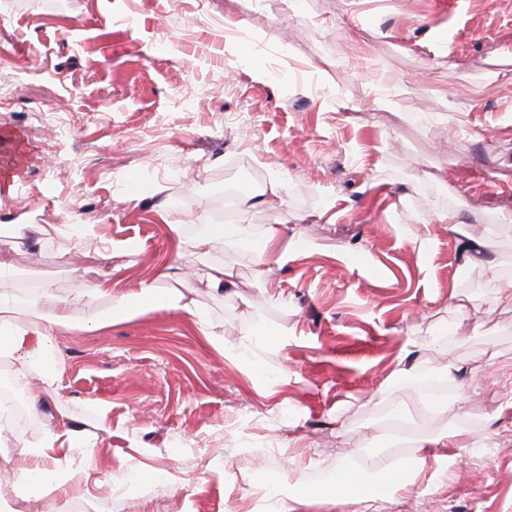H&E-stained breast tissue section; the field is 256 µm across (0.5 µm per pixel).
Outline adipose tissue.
I'll use <instances>...</instances> for the list:
<instances>
[{
  "label": "adipose tissue",
  "instance_id": "ef3b65f1",
  "mask_svg": "<svg viewBox=\"0 0 512 512\" xmlns=\"http://www.w3.org/2000/svg\"><path fill=\"white\" fill-rule=\"evenodd\" d=\"M213 230L223 237L225 244L249 242L252 262L257 270L288 260V251L280 245L281 231L276 225H266L252 237L239 225L217 224ZM161 277L178 281V288L164 290L158 288L155 280L146 279L139 282L134 293L116 294L106 280L79 282L76 300L90 303L103 296L111 299L109 317L96 315L79 323L70 315V301H60L54 310L48 311L39 298L22 303L15 295L0 294V356L8 359L14 378L21 384H40L46 394L52 395L56 393L64 371L63 361L54 356L53 336L58 330L76 327L94 332L105 323L161 308L191 317L209 343H219V335L212 331L192 299L191 287L183 286V273L165 270ZM78 439L69 417L63 414L39 444L31 445L15 436L9 428L8 418L1 415L0 461L11 467L15 501L22 504L30 502L38 494L52 496L61 492L70 480L69 474L61 469H50L45 461L55 448L75 445ZM424 465L425 460L421 457L410 460L382 458L372 462L367 469L340 462L332 469V480L320 488L309 485L303 472L292 470L288 473L287 498L296 505L332 504L340 512H358L360 504L392 498L406 491Z\"/></svg>",
  "mask_w": 512,
  "mask_h": 512
}]
</instances>
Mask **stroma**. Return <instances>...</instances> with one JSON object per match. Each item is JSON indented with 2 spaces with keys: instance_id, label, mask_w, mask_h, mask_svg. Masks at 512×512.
Listing matches in <instances>:
<instances>
[{
  "instance_id": "stroma-1",
  "label": "stroma",
  "mask_w": 512,
  "mask_h": 512,
  "mask_svg": "<svg viewBox=\"0 0 512 512\" xmlns=\"http://www.w3.org/2000/svg\"><path fill=\"white\" fill-rule=\"evenodd\" d=\"M20 147L0 291L31 279L56 302L76 270L130 294L180 265L224 338L173 310L56 336L58 394L12 430L39 443L63 411L94 453L62 458L73 487L37 512H270L264 483L286 485L293 455L316 486L339 459L412 457L388 437L416 390L392 377L411 338L422 375L454 367L465 386L460 418L411 409L405 425L460 422L490 445L441 474L447 449H425L410 491L366 512H512V307L458 250L490 241L512 272V0H0V176ZM272 179L280 213L226 211L228 185ZM448 209L459 231L434 221ZM276 220L289 258L260 277L207 230ZM84 226L93 249H68ZM211 263L235 271L220 299ZM257 321L293 341L244 349Z\"/></svg>"
}]
</instances>
